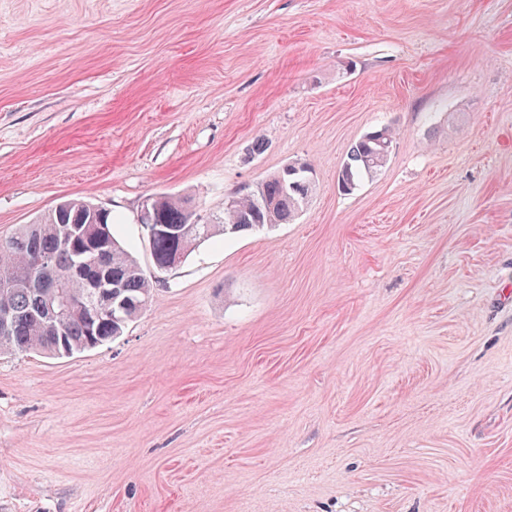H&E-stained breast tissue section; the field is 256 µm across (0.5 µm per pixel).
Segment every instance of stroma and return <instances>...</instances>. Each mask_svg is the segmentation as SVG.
I'll list each match as a JSON object with an SVG mask.
<instances>
[{
    "label": "stroma",
    "instance_id": "1",
    "mask_svg": "<svg viewBox=\"0 0 512 512\" xmlns=\"http://www.w3.org/2000/svg\"><path fill=\"white\" fill-rule=\"evenodd\" d=\"M303 160L292 223L156 271L146 197ZM70 198L153 297L0 353V512H512V0H0V237ZM394 138L393 131L386 127L364 134L351 147L338 173L339 188L349 194L364 179L375 177L389 160Z\"/></svg>",
    "mask_w": 512,
    "mask_h": 512
}]
</instances>
